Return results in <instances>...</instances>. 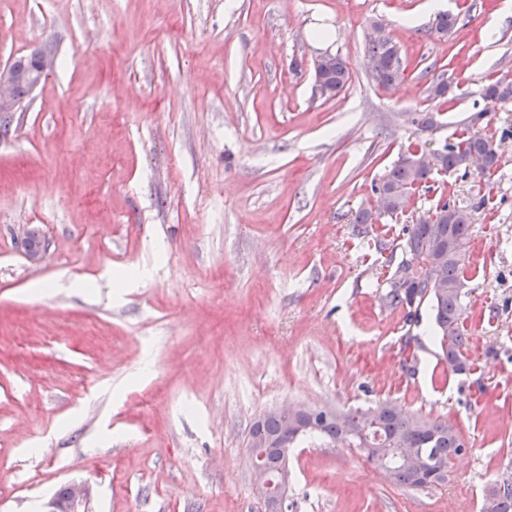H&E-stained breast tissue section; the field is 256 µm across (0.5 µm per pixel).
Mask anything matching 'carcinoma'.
Instances as JSON below:
<instances>
[{
  "mask_svg": "<svg viewBox=\"0 0 512 512\" xmlns=\"http://www.w3.org/2000/svg\"><path fill=\"white\" fill-rule=\"evenodd\" d=\"M458 15L438 13L429 32L442 38L457 28ZM378 33L371 36L366 49L368 61L375 65L370 77L379 86L394 84L403 74V57L400 47L384 34L378 23H373ZM323 82L328 88L326 99H333L344 91L351 79L350 66L345 58L332 56L322 69ZM483 106L476 113L478 119L456 133L448 143L446 152L437 158L436 170L454 172L467 169L466 160L473 154L481 155L491 168H498L500 155L490 150L496 133L479 131L474 126L502 106V100L512 99V83L503 80L489 82L482 90ZM433 169L415 167L397 161L380 177L374 190L379 192L404 191L405 202L418 191L433 192L437 196L436 208L448 210V215L433 224H406L402 233L393 235L392 228H383L372 236L374 249L386 256L388 264H395L404 257L425 258L434 253L446 257L440 267V287L432 290L425 283H411L397 288L384 281L382 301L386 307L406 311V323L419 322L421 309H427L434 321L436 345L441 360L452 369L462 366L467 372L475 371L467 350L470 343L467 328V302L469 291L462 287L467 282L466 264L456 258L455 250L468 248L472 237V214L448 199V187L431 184ZM299 437L316 436L330 441H342L364 448L363 456L373 461V448H412L431 459V468L422 476L391 458L386 462V479L395 485L410 488L435 487L448 482V462L467 451L466 442L459 436L453 423L446 419H425L403 412V407L392 400H385L373 407H354L346 412H321L316 418L301 416ZM285 427V416L270 411L260 417L250 429L248 446L259 450L260 464L274 478L283 466L277 441ZM481 512H512V486L504 492L489 495L483 491Z\"/></svg>",
  "mask_w": 512,
  "mask_h": 512,
  "instance_id": "1",
  "label": "carcinoma"
}]
</instances>
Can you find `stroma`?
Listing matches in <instances>:
<instances>
[{
	"label": "stroma",
	"mask_w": 512,
	"mask_h": 512,
	"mask_svg": "<svg viewBox=\"0 0 512 512\" xmlns=\"http://www.w3.org/2000/svg\"><path fill=\"white\" fill-rule=\"evenodd\" d=\"M430 2L0 0V66L55 57L0 135V512H45L70 483L86 512H259L258 417L386 398L457 426L447 484L399 487L306 440L285 512H480L512 469V149L492 176L435 178L472 212L469 377L440 363L429 311L409 328L383 306L353 224L410 143L442 146L489 77L512 82V0H442L443 38ZM377 24L405 60L386 88ZM327 52L352 73L328 101Z\"/></svg>",
	"instance_id": "stroma-1"
}]
</instances>
